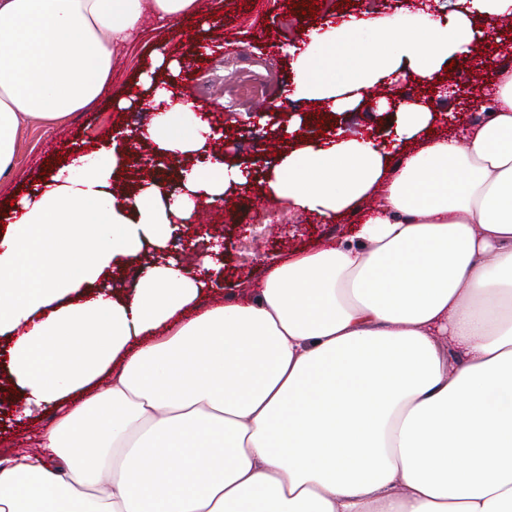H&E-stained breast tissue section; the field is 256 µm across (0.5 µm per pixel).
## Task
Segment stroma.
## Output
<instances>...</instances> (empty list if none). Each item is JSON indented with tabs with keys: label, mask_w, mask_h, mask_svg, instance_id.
Returning <instances> with one entry per match:
<instances>
[{
	"label": "stroma",
	"mask_w": 512,
	"mask_h": 512,
	"mask_svg": "<svg viewBox=\"0 0 512 512\" xmlns=\"http://www.w3.org/2000/svg\"><path fill=\"white\" fill-rule=\"evenodd\" d=\"M253 3L206 0L199 16L164 26L145 17L140 37L124 49L112 72V83L95 108L72 113L55 127L25 120L14 167L8 177L0 178V235L8 231L12 220L11 200L30 194L79 150L150 123L151 111L138 107L119 111L114 102L150 70L152 55L159 48L182 63L176 89L190 92L201 81L213 83L214 89L202 106L224 126V137L215 142L214 149L226 152L228 164L243 167L256 158L269 162L274 152L284 149L282 137L266 132L267 114L274 110L306 115L308 138L326 136L328 126L316 122L321 105L292 95L296 73L288 47L299 43L303 33L324 32L328 16L339 21L361 16L365 11L363 0H337L328 11L313 0H264L258 12ZM228 54L273 64L278 79L265 103L244 99L228 106L218 86ZM503 69L512 71V16L501 22L494 35L473 44L470 54L456 57L449 81L464 88L465 93L435 101L433 132L447 133L449 121L455 119L463 123L483 119L473 96L495 85ZM359 221L358 214L348 212L336 222L326 223L313 214L289 210L255 188L232 195L224 205L200 208L194 224L206 229L224 247V271L202 298V306L232 300L239 289L257 285L272 262L332 242ZM7 348V338H0V454L30 452L36 447L37 433L49 424L53 412L47 409L25 415L26 402L8 376L4 357Z\"/></svg>",
	"instance_id": "35a3bbf8"
}]
</instances>
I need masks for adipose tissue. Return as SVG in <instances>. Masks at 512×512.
<instances>
[{
  "instance_id": "1",
  "label": "adipose tissue",
  "mask_w": 512,
  "mask_h": 512,
  "mask_svg": "<svg viewBox=\"0 0 512 512\" xmlns=\"http://www.w3.org/2000/svg\"><path fill=\"white\" fill-rule=\"evenodd\" d=\"M463 13H371L309 34L294 95L354 109L394 74L439 80L448 58L512 0ZM197 0H0V178L24 119L94 107L143 16ZM381 35L363 51L358 31ZM120 99L155 110L137 131L155 156L191 157L214 135L191 103L143 75ZM464 139L428 136L434 114L401 103L398 165L372 141L299 138L266 173L268 197L349 234L272 265L232 303L176 258L144 264L131 296L113 268L165 251L173 220L220 204L246 175L223 158L182 169L165 204L145 179L112 182L130 155H76L13 210L0 236V336L27 404L54 421L40 450L0 459V512H512V73Z\"/></svg>"
}]
</instances>
